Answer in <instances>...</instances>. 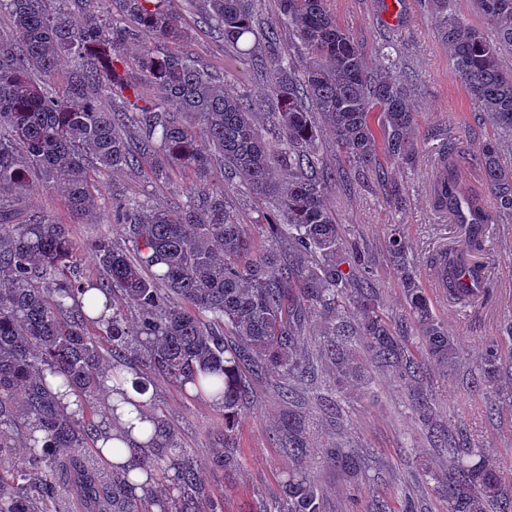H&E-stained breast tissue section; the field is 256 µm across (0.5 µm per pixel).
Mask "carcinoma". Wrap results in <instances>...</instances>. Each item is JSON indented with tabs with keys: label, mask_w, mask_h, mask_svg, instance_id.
Masks as SVG:
<instances>
[{
	"label": "carcinoma",
	"mask_w": 512,
	"mask_h": 512,
	"mask_svg": "<svg viewBox=\"0 0 512 512\" xmlns=\"http://www.w3.org/2000/svg\"><path fill=\"white\" fill-rule=\"evenodd\" d=\"M170 2L0 0L10 24L8 41L0 39V512H224L222 495L202 482L197 462L149 405L139 420L152 423L153 458L102 471L96 442L128 402L126 373L142 366L134 381L142 392L147 375L159 374L221 399L224 437L210 465L227 471L236 465L235 424L252 402L244 371L278 374L283 396L298 403L297 387L313 391V332L322 337L317 359L337 379L360 375L363 352L379 370L411 383L412 415L448 456L447 471L430 473L444 512H512V469L490 464L486 449L470 447L463 433L437 427L425 372L448 370L457 349L415 275L406 241L397 230L389 239L408 312L394 327L380 307L369 257L344 240L325 202L337 175L320 161L317 115L354 176H374L390 207L405 206L406 190L386 176L380 156L416 163L411 80L391 75L385 51L370 67L327 0H279V13L266 21L258 0H195L224 44L257 71L274 73L267 135L248 92L225 88L175 50L191 34ZM457 4L433 0L440 38L480 114L512 137V70L500 63L502 52H512V0H476L481 27L464 21ZM285 29L306 55L301 70L281 44ZM64 58L71 62L66 89L50 92L46 82ZM131 69L152 96L128 81ZM101 95L120 104L107 109ZM479 164L497 213L512 218V167L501 162L497 143L484 147ZM447 168L434 186L436 206L467 231L448 252L445 286L469 300L489 288L470 257L483 251L490 215L453 159ZM126 170L155 185L187 175L185 199L168 207L145 195L115 199L112 218L122 233L82 243L67 225L36 212L14 220V195L33 176L86 217L101 206L100 179ZM234 180L276 202L270 244L260 250L228 199L226 184ZM85 258L97 278L80 272ZM125 301L136 310L131 323ZM108 370L111 387L102 380ZM505 375L491 345L471 388L489 387L512 401ZM65 390L78 398L77 409L63 404ZM311 427L291 410L276 441L300 458ZM326 458L357 486L358 455L338 446ZM144 464L146 481L164 487L159 498L138 492L129 477ZM61 485L66 500L56 493ZM264 512H322L317 484L306 473L288 474L280 502Z\"/></svg>",
	"instance_id": "cac0c4a2"
}]
</instances>
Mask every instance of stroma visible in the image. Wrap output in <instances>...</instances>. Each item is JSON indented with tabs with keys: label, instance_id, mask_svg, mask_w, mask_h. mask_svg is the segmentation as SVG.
I'll list each match as a JSON object with an SVG mask.
<instances>
[{
	"label": "stroma",
	"instance_id": "stroma-1",
	"mask_svg": "<svg viewBox=\"0 0 512 512\" xmlns=\"http://www.w3.org/2000/svg\"><path fill=\"white\" fill-rule=\"evenodd\" d=\"M328 7L337 23L354 36L367 59L376 60L381 50H388L396 59L398 72L411 79L418 112L414 142L419 151L414 167H386L389 176L407 189L402 211L386 205L383 188L373 179L362 186L336 184L328 195V205L346 236L369 252L381 309L395 321L404 318L406 309L386 245L391 225L402 226L410 244V261L437 317L458 347L447 375L434 379L438 420L448 429L467 430L475 444L487 448L493 463L512 465V402L491 389L473 392L468 388L470 375L486 347L497 340L500 324L512 319V222L498 219L487 227L486 250L478 261L486 268L490 292L478 302L449 296L434 278L438 261L465 234V226L457 217L434 205L433 185L441 173V154L450 148L464 156L459 167L463 180L484 191L486 207L495 209L493 196L485 192L483 170L471 162L484 144L494 140L493 129L487 122L474 121L477 107L419 0H328ZM171 8L192 33L183 52L216 78L227 79L231 87L247 90L260 100L262 111H270L269 78L255 75L248 59L209 34L200 14L186 0H172ZM187 184V179L178 177L155 187L146 184L140 174L125 172L105 178L101 192L107 201L116 195L144 193L162 207L181 199ZM16 207L20 212L37 211L55 223L69 225L79 242L121 231L113 223L108 205L89 220L75 223L63 197L36 179ZM319 382L329 401H340L341 424L331 425L317 400L306 398L302 411L313 421L314 430L307 456L297 463L273 439L288 410L287 400L275 378H253L254 402L237 429L239 465L229 473L208 466L224 428L223 408L205 398L187 396L159 375L153 376L150 389L153 404L174 425L179 442L203 464L206 484L223 495L224 512H260L262 503L297 468L320 486L324 512H366L367 492L374 488L390 493L397 512H404L409 505L414 512H441L428 475L445 469L447 460L431 448L422 425L408 408L409 383L377 373L370 382H349L340 390L327 370L322 371ZM335 443L353 447L364 458L358 499H351L346 476L324 458V448Z\"/></svg>",
	"mask_w": 512,
	"mask_h": 512
}]
</instances>
